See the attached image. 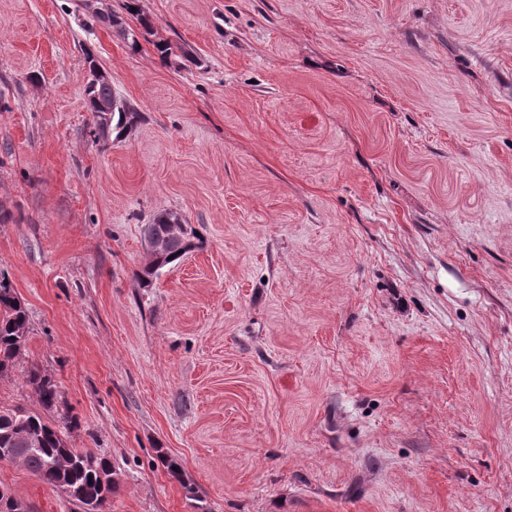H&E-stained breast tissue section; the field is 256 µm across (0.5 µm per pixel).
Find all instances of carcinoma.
<instances>
[{"mask_svg":"<svg viewBox=\"0 0 512 512\" xmlns=\"http://www.w3.org/2000/svg\"><path fill=\"white\" fill-rule=\"evenodd\" d=\"M97 21L119 32L128 47L139 48L137 32L123 17L109 12L96 15ZM88 78L84 88L85 103L94 120L95 139L107 145L121 138L139 119V113L120 101L112 90L111 81L100 74L97 60L85 58ZM112 104V111L104 112L100 104ZM182 223L174 212L159 213L150 223L141 226L144 242L149 244V260L136 279L142 288L152 285L153 279L168 265L182 259L200 247L198 231L187 225L181 235L172 233L170 225ZM29 330V315L14 288L0 278V376L8 374L21 357V349ZM27 386L35 391L45 408L56 405L59 387L40 367L32 366L26 373ZM75 428L71 416L63 414L47 418L22 407H0V449L16 448L19 437L33 434L39 437V446L25 454L23 466L44 484L55 489L67 484L76 491V501L83 512H105L116 481L111 461L81 452L71 446L70 433Z\"/></svg>","mask_w":512,"mask_h":512,"instance_id":"cac0c4a2","label":"carcinoma"}]
</instances>
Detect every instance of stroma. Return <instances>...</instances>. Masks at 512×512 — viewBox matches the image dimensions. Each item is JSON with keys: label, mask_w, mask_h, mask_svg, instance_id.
<instances>
[{"label": "stroma", "mask_w": 512, "mask_h": 512, "mask_svg": "<svg viewBox=\"0 0 512 512\" xmlns=\"http://www.w3.org/2000/svg\"><path fill=\"white\" fill-rule=\"evenodd\" d=\"M124 4L0 0V407L51 375L106 512H512V0H137L135 52ZM166 211L204 244L142 288ZM97 21L107 24L108 26L115 28L125 40H127L128 47L133 51L139 48V42L137 39V32L134 28L130 27L123 17L112 13L110 11L107 14H97ZM88 67V78L84 88L85 103L88 111L94 120L95 139L104 146L114 139H120L129 127L133 126L139 119V113L126 103L120 101L112 90L111 81L101 71L97 60L88 55L85 58ZM112 106H106L104 112L99 105L101 103H110ZM0 278V376L8 375L21 357L29 330V315L14 288Z\"/></svg>", "instance_id": "obj_1"}]
</instances>
